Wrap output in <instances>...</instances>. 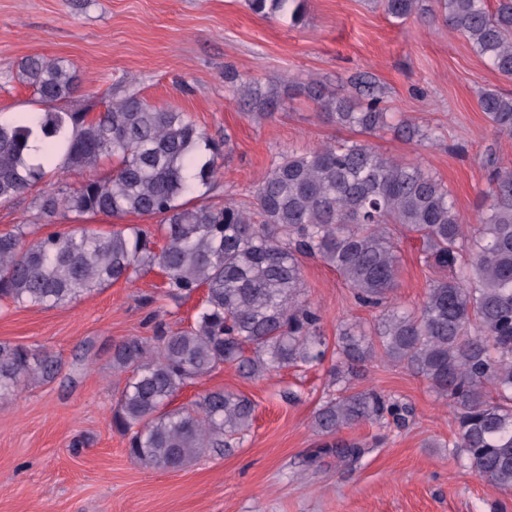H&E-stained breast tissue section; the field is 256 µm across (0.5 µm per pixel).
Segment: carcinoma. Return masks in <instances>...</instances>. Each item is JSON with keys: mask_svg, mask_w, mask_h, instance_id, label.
<instances>
[{"mask_svg": "<svg viewBox=\"0 0 512 512\" xmlns=\"http://www.w3.org/2000/svg\"><path fill=\"white\" fill-rule=\"evenodd\" d=\"M265 17L305 16V0H247ZM383 11L406 20L420 0H380ZM440 16L465 37L492 69L512 80V0H439ZM45 111L0 119V203L47 175L93 171L116 160L106 176H88L43 192L42 218L61 212L122 217L159 216L155 231L123 224L97 232L77 224L34 240L19 224L0 234V299L58 307L115 282L157 268L167 275V296L179 302L204 290L192 322L160 327L148 340L115 345L112 370L126 375L112 411V429L126 439L130 458L145 466L180 468L201 457L222 456L253 423L244 395L211 390L176 409L172 398L224 364L259 379L322 360L321 315L305 298L303 257L333 267L356 301L380 307L372 325L341 326L331 376L337 393L314 416V428L333 436L408 407L373 390H357V367L376 358L403 366L448 402L455 431L448 447L476 476L512 491V167H493L481 193L476 224L463 222L451 191L420 164L402 162L361 142H333L288 152L256 186L250 207L206 203L219 170L222 145L175 106H157L136 93L113 100L95 116L62 104L81 84L61 59L27 58L18 66ZM311 87L307 96L326 120L365 134L394 130L408 140L434 132L409 120L397 125L375 87ZM495 131L512 136V94L484 90L477 98ZM48 145L44 162L25 159L33 128ZM420 236L423 262L450 270L430 283L420 308L393 303L398 256L389 226ZM164 243L150 247L154 234ZM61 361L49 351L0 343V400L23 382H49Z\"/></svg>", "mask_w": 512, "mask_h": 512, "instance_id": "carcinoma-1", "label": "carcinoma"}]
</instances>
